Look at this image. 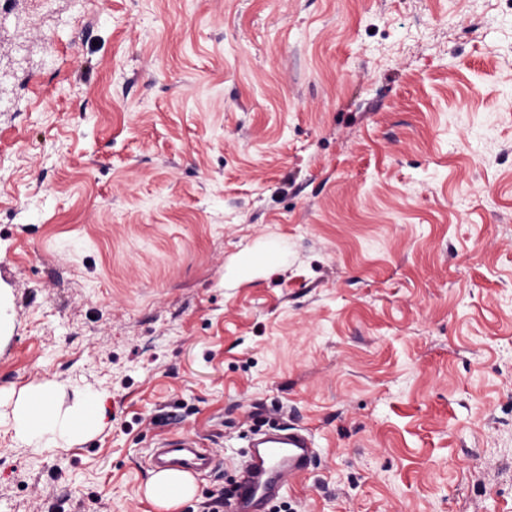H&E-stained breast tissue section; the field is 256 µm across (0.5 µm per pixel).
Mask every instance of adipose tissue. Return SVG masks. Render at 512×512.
<instances>
[{"mask_svg":"<svg viewBox=\"0 0 512 512\" xmlns=\"http://www.w3.org/2000/svg\"><path fill=\"white\" fill-rule=\"evenodd\" d=\"M53 399L54 393L49 388L30 393L27 403L20 406L14 417L13 427L19 440L41 448L45 445L46 435L55 432L72 434L70 419L55 412ZM145 493L159 512H176L183 502L195 495L196 486L192 476L166 471L151 475Z\"/></svg>","mask_w":512,"mask_h":512,"instance_id":"1","label":"adipose tissue"}]
</instances>
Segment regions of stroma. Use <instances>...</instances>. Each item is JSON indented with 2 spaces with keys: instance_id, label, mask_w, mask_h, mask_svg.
<instances>
[{
  "instance_id": "1",
  "label": "stroma",
  "mask_w": 512,
  "mask_h": 512,
  "mask_svg": "<svg viewBox=\"0 0 512 512\" xmlns=\"http://www.w3.org/2000/svg\"><path fill=\"white\" fill-rule=\"evenodd\" d=\"M0 290V512H156L177 431L198 512L273 423L274 512H512V0H0ZM54 393L50 388L36 389L29 394L27 403L20 406L13 427L16 437L32 445V448L52 447L49 441H44L46 435L60 432L73 435L71 420L61 417L53 407ZM40 405V411L35 412L33 403ZM218 456L199 439L173 434L161 439L147 456L146 465L154 472L181 470L192 476L214 472ZM178 471L154 473L146 484L147 498L160 510L177 509L196 493L192 476Z\"/></svg>"
}]
</instances>
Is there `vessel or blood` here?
Returning <instances> with one entry per match:
<instances>
[{
  "mask_svg": "<svg viewBox=\"0 0 512 512\" xmlns=\"http://www.w3.org/2000/svg\"><path fill=\"white\" fill-rule=\"evenodd\" d=\"M312 448L310 435L297 428L254 432L243 451L230 512H259L262 505L283 495L292 480L308 471ZM146 464L156 472L173 469L197 476L214 472L219 460L199 439L173 434L158 442Z\"/></svg>",
  "mask_w": 512,
  "mask_h": 512,
  "instance_id": "obj_1",
  "label": "vessel or blood"
}]
</instances>
